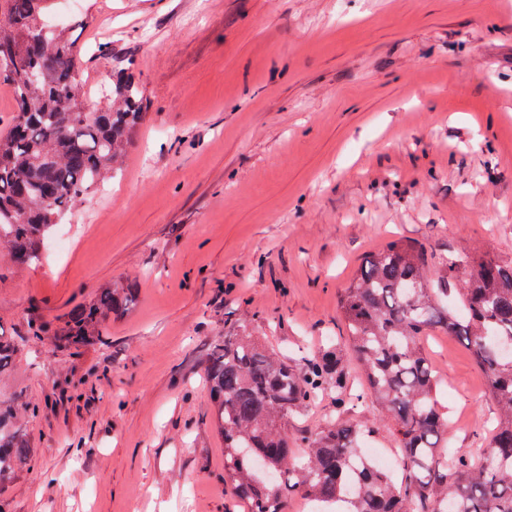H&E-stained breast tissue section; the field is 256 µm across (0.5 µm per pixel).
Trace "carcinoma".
Instances as JSON below:
<instances>
[{
	"instance_id": "carcinoma-1",
	"label": "carcinoma",
	"mask_w": 512,
	"mask_h": 512,
	"mask_svg": "<svg viewBox=\"0 0 512 512\" xmlns=\"http://www.w3.org/2000/svg\"><path fill=\"white\" fill-rule=\"evenodd\" d=\"M56 0H0V74L15 102L0 134V250L15 263L40 260L54 226L121 170L146 112L116 61L106 107L82 90L83 46L51 27ZM134 284L103 288L58 328L34 321L32 338L77 349L102 338L112 315L130 310ZM344 346L288 358L246 329L224 335L204 357L211 418L224 440V483L243 512H286L300 495L315 512H512V265L466 252L432 263L427 248L399 238L367 254L338 295ZM442 330L463 341L487 376L499 421L489 446L448 450V413L423 339ZM362 389L351 388L347 358ZM327 394L336 411L375 405L393 435L404 480L359 458L376 428L331 420L291 437L288 420ZM303 449L297 456L293 448ZM0 433V482L27 454Z\"/></svg>"
}]
</instances>
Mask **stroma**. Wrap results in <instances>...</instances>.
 Wrapping results in <instances>:
<instances>
[{
	"mask_svg": "<svg viewBox=\"0 0 512 512\" xmlns=\"http://www.w3.org/2000/svg\"><path fill=\"white\" fill-rule=\"evenodd\" d=\"M108 83L105 45L149 105L121 172L57 224L42 259L0 257V431L30 454L0 512H228L203 356L247 322L285 354L344 343L338 291L403 237L512 262V0H59ZM136 305L78 349L28 339L99 288ZM454 447L498 407L437 331Z\"/></svg>",
	"mask_w": 512,
	"mask_h": 512,
	"instance_id": "1",
	"label": "stroma"
}]
</instances>
